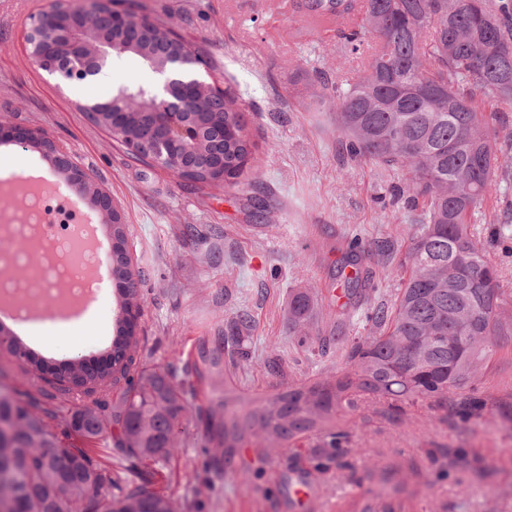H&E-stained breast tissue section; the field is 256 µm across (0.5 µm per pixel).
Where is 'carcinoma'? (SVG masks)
Here are the masks:
<instances>
[{
    "label": "carcinoma",
    "mask_w": 512,
    "mask_h": 512,
    "mask_svg": "<svg viewBox=\"0 0 512 512\" xmlns=\"http://www.w3.org/2000/svg\"><path fill=\"white\" fill-rule=\"evenodd\" d=\"M296 8L315 23L343 26L348 53L362 60L363 75L332 86L319 81L314 96L336 111V131L347 155L402 173L408 203L417 211L394 303L369 313L381 333L347 340L351 370L334 378L299 384L249 412V431L269 443L323 433L324 457L335 460L345 435L325 430L331 415L353 408L368 395L395 410L416 399L441 400L465 390L460 416L469 419L482 404L479 372L493 352L492 337L512 332L504 307L500 273L488 247L502 238L484 233L477 219L487 196L509 184L506 159L512 138L492 129L497 111L480 107L492 99L512 105V0H299ZM231 91L211 104L202 139L191 143L200 166L224 159L228 177L240 176L251 156L245 121ZM112 279L122 309L138 300L139 279L126 248L127 225H112ZM366 250L355 241L343 253L332 287L339 315L369 304L372 272ZM310 296L295 293L288 306L294 329L307 326ZM238 337L200 339L193 358L130 374L139 341L130 316L118 320L103 363L78 360L54 369L58 390L86 395L112 391V379L126 386L110 410L94 399L75 407L55 403L38 388L23 395L0 385V512H177L165 494L145 487L166 468L179 448L176 427L193 409L218 468L224 449L243 431L234 407L240 396L226 386L224 350L236 346L233 363L245 365L248 350ZM12 349L0 377L13 367L40 371L41 359L0 330V346ZM204 395L206 404L193 403ZM60 432L54 433L48 421ZM113 449L125 462L119 470L94 451Z\"/></svg>",
    "instance_id": "cac0c4a2"
}]
</instances>
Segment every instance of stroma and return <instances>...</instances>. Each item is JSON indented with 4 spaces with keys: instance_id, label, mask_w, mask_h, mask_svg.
Instances as JSON below:
<instances>
[{
    "instance_id": "1",
    "label": "stroma",
    "mask_w": 512,
    "mask_h": 512,
    "mask_svg": "<svg viewBox=\"0 0 512 512\" xmlns=\"http://www.w3.org/2000/svg\"><path fill=\"white\" fill-rule=\"evenodd\" d=\"M60 2L0 0V123L40 130L118 204L129 228L127 249L143 279L135 327L141 363L166 365L176 350L191 356L199 337L232 333L236 315L245 311L252 328L243 343L252 359L224 369L227 385L245 396L240 415L254 407L248 394L266 399L292 384L347 371L335 344L306 356L288 321V302L299 291L310 295V334L327 337L338 328L348 336L376 335L360 316L337 327L330 274L348 242L359 238L369 251L378 299L393 303L414 214L394 193L401 175L349 158L335 112L311 95L316 74L333 84L357 67L335 23L297 38L294 30L308 20L294 0H133L136 12L162 17L206 57L207 82L230 88L246 116L253 153L244 174L195 186L137 160L78 111L79 87L57 85L29 60V15ZM157 81L127 53L113 57L108 79L90 94L103 100L118 87ZM0 155L17 156L26 172L42 169L65 189L44 147L0 141ZM255 199L261 209H253ZM482 212L483 227L508 235L489 253L512 303V187L490 195ZM188 224L197 225L198 237H184ZM385 239L397 241L398 250L378 251ZM94 305L97 327L80 339L87 360L105 356L122 314L110 287ZM494 342L480 377L484 407L469 420L460 418L454 394L399 412L362 402L332 421L348 435L345 469L315 471L319 435L270 445L248 434L214 473L205 468L201 432L186 414L173 471L147 487L174 498L180 512H512V335ZM275 355L283 363L277 374L267 368ZM300 489L310 493V504L297 498Z\"/></svg>"
}]
</instances>
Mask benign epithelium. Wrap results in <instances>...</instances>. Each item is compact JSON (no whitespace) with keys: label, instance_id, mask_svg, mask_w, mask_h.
Returning <instances> with one entry per match:
<instances>
[{"label":"benign epithelium","instance_id":"obj_1","mask_svg":"<svg viewBox=\"0 0 512 512\" xmlns=\"http://www.w3.org/2000/svg\"><path fill=\"white\" fill-rule=\"evenodd\" d=\"M108 15L107 29H99V18ZM154 20L136 14L126 0H94L84 9L59 6L39 11L28 17L25 44L29 59L40 69L66 83H87L109 63L113 55L133 50L129 41L134 34L146 40L153 37ZM179 38L173 28L156 44L151 68L164 77L159 86L143 93L119 92L106 102L80 104L78 109L99 119L112 131L123 130L131 123L160 129L163 138L151 152V160L177 178L192 171L185 163L189 142L194 135L188 123L192 112H204L216 86L200 79V72L209 70L208 60L201 54L184 57L174 51ZM6 138L20 146L38 141L57 154L60 166L69 175L71 193L79 200H91L106 212L113 224L121 223L117 203L103 188L93 184L89 172L68 157L40 131L12 127L0 123V139Z\"/></svg>","mask_w":512,"mask_h":512}]
</instances>
